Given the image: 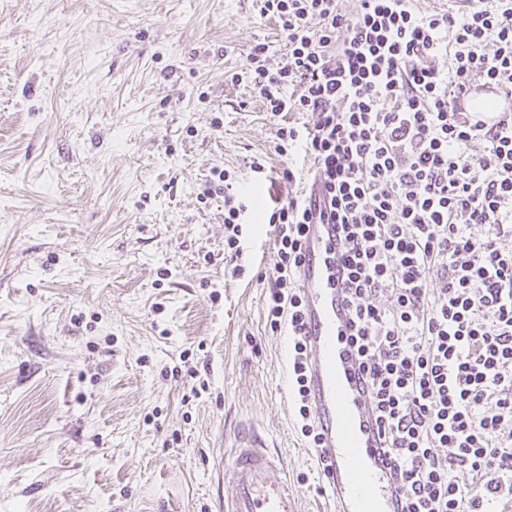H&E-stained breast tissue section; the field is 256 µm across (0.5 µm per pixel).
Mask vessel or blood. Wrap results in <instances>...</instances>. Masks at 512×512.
<instances>
[{"label": "vessel or blood", "instance_id": "obj_1", "mask_svg": "<svg viewBox=\"0 0 512 512\" xmlns=\"http://www.w3.org/2000/svg\"><path fill=\"white\" fill-rule=\"evenodd\" d=\"M494 86H471L459 107L480 112ZM301 266L308 330L311 406L322 427V444L332 463L329 475L334 512H391L395 491L368 428L369 397L358 382L346 344L349 314L341 297L343 267L333 225L313 224ZM232 476L225 512H299L288 483L277 477L279 459L254 435L233 445Z\"/></svg>", "mask_w": 512, "mask_h": 512}]
</instances>
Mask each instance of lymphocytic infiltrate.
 <instances>
[{
	"instance_id": "f902f5d3",
	"label": "lymphocytic infiltrate",
	"mask_w": 512,
	"mask_h": 512,
	"mask_svg": "<svg viewBox=\"0 0 512 512\" xmlns=\"http://www.w3.org/2000/svg\"><path fill=\"white\" fill-rule=\"evenodd\" d=\"M262 11L288 51L257 44L231 80L272 114L309 118L279 127L274 145L304 155L309 182L268 206L266 320L288 334L300 433L328 472L298 274L309 225L332 224L351 361L395 512H497L512 500V113L485 124L458 102L476 82L512 98V0L431 16L411 0H357L351 14L340 0H264ZM218 179L233 264L248 206L226 170Z\"/></svg>"
}]
</instances>
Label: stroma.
<instances>
[{
    "mask_svg": "<svg viewBox=\"0 0 512 512\" xmlns=\"http://www.w3.org/2000/svg\"><path fill=\"white\" fill-rule=\"evenodd\" d=\"M261 0H0V512H224L260 436L328 512L266 327L274 232L224 265L215 169L287 197L272 115L232 82ZM266 160V172L249 168Z\"/></svg>",
    "mask_w": 512,
    "mask_h": 512,
    "instance_id": "stroma-1",
    "label": "stroma"
}]
</instances>
